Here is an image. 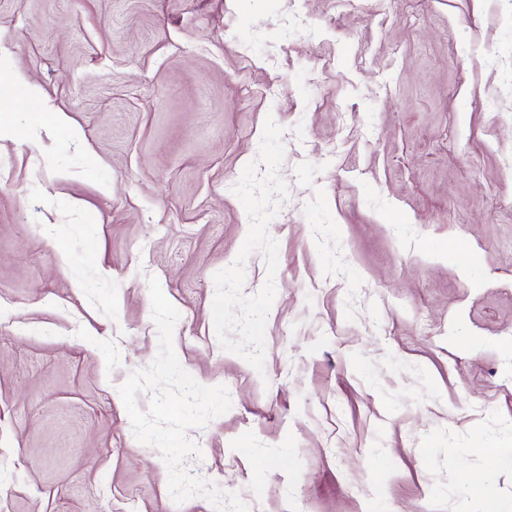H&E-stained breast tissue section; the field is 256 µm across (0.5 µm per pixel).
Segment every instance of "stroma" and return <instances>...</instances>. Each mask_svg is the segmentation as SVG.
Segmentation results:
<instances>
[{"label": "stroma", "mask_w": 512, "mask_h": 512, "mask_svg": "<svg viewBox=\"0 0 512 512\" xmlns=\"http://www.w3.org/2000/svg\"><path fill=\"white\" fill-rule=\"evenodd\" d=\"M1 112L0 512H214L118 391L152 277L248 512L512 505V0H0Z\"/></svg>", "instance_id": "stroma-1"}]
</instances>
